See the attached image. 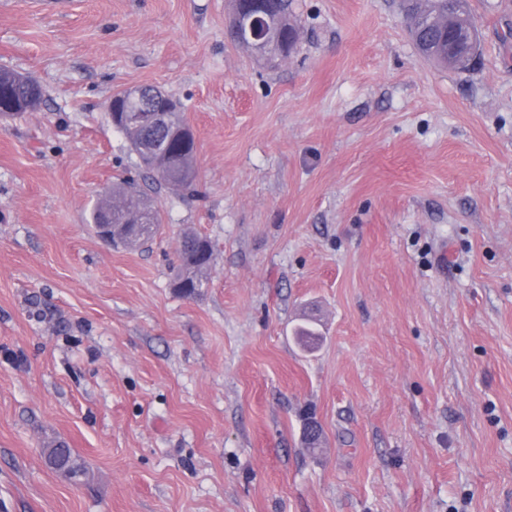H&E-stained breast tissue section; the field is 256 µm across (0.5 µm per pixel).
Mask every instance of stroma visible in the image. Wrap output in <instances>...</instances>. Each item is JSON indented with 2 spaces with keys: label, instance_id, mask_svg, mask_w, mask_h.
<instances>
[{
  "label": "stroma",
  "instance_id": "35a3bbf8",
  "mask_svg": "<svg viewBox=\"0 0 512 512\" xmlns=\"http://www.w3.org/2000/svg\"><path fill=\"white\" fill-rule=\"evenodd\" d=\"M468 4L452 71L401 0H293L273 64L231 0H0V67L43 90L0 119V512H512V0ZM136 86L180 101L195 192L113 127ZM122 177L149 246L87 222ZM189 230L215 257L191 297ZM46 461L52 469L70 477L82 472L81 465L78 463L72 449L62 443L47 448Z\"/></svg>",
  "mask_w": 512,
  "mask_h": 512
}]
</instances>
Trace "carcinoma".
Returning a JSON list of instances; mask_svg holds the SVG:
<instances>
[{"instance_id": "1", "label": "carcinoma", "mask_w": 512, "mask_h": 512, "mask_svg": "<svg viewBox=\"0 0 512 512\" xmlns=\"http://www.w3.org/2000/svg\"><path fill=\"white\" fill-rule=\"evenodd\" d=\"M404 10L411 37L416 39L419 54L436 61L450 70L463 71L473 57L468 55L471 44L465 24L470 22L467 0H405ZM271 13L277 19L274 37L291 45L298 42V29L291 22V0H272ZM42 100V92L31 87L24 76L0 68V104H19L20 111L35 110ZM139 167L150 172L155 180L175 190H192L196 185L197 171L194 164L196 144L191 128L182 120L173 119L168 132L150 135L140 127L121 129ZM161 158L160 174L150 166L147 153ZM150 209L152 228L143 232L139 224L129 222V216L138 206ZM88 223L100 227L112 225V243L124 246L146 244L160 230L162 216L159 208L133 179L112 185V195L101 197L89 213ZM181 290L195 294L205 283V275L212 267L214 253L210 243L193 233L182 237L179 251ZM47 464L65 475L82 472L72 449L62 443L46 450Z\"/></svg>"}]
</instances>
